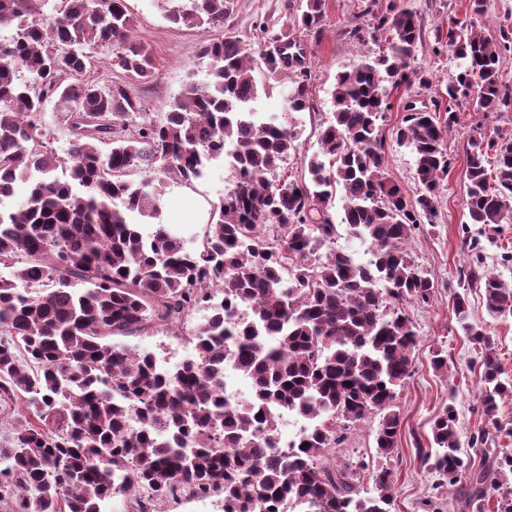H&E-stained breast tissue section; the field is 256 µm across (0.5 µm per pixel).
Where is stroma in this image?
Returning <instances> with one entry per match:
<instances>
[{"mask_svg":"<svg viewBox=\"0 0 512 512\" xmlns=\"http://www.w3.org/2000/svg\"><path fill=\"white\" fill-rule=\"evenodd\" d=\"M369 0H326L325 15L319 33L294 29L293 35L304 44L310 55V110L296 113L301 130V154L318 148L320 125L332 117L331 92L336 75L366 54V47L349 38L347 28L360 15ZM422 20V41L416 51L418 67L429 75L432 88H400L398 99L411 98L425 104L447 107L445 89L452 66L447 54H435L437 35L447 33L449 18L463 17L469 0H407ZM302 0H229L224 25L218 29L188 28L171 24L167 18V0H126L136 41L153 52L154 75L147 80L129 76L115 64L117 49L100 45L91 52V65L84 78L100 85H127L140 99L143 108L154 119H162L170 104L193 78H201L207 70L202 57L203 43L224 37L240 39L252 50H259L272 33L290 23L298 13ZM404 113L392 106L382 122L385 138V167L388 177L406 194H414L415 159L407 149L395 142L394 129L401 124ZM494 128L512 138V112L486 117L462 105L457 121L445 136V145L452 165L440 190L439 215L435 223L425 224L413 232L406 248L438 288L429 304H410L405 308L417 333L414 350V372L399 389L395 406L400 415L399 453L388 464L394 473L391 512H425L433 504L438 512H468L456 486H439L438 479L422 462L424 452L431 449L430 425L434 416L448 402H455L461 439L483 427L478 404L481 387L480 371L475 362L476 341L460 332L450 302V290L459 284V273L468 269L472 257L470 242H478L485 271L512 284V224L499 226L470 223L463 205L466 173L465 155L468 139L479 130ZM233 171L223 160L213 161L205 176L190 184H174L168 189L160 220L172 225L193 248L202 247L212 220V212L233 184ZM472 316L479 329L495 343L502 367L512 376V317L493 319L485 310L483 291H467ZM204 311H197L182 324L178 332L154 328L140 336L123 337V344L154 354L161 365L178 364L194 353L190 337L203 321ZM448 359L447 370L431 366L434 352ZM379 424L372 415L347 424L345 441L333 448L336 464L345 466L364 458L367 468L360 474V486L371 489L370 474L381 463L376 455L374 435Z\"/></svg>","mask_w":512,"mask_h":512,"instance_id":"obj_1","label":"stroma"}]
</instances>
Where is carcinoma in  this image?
<instances>
[{
  "label": "carcinoma",
  "instance_id": "cac0c4a2",
  "mask_svg": "<svg viewBox=\"0 0 512 512\" xmlns=\"http://www.w3.org/2000/svg\"><path fill=\"white\" fill-rule=\"evenodd\" d=\"M0 0V390L22 400L24 414L0 443V507L5 512H104L116 494L147 490L156 500L182 490L223 498L224 512H390L393 472L373 475L360 494L357 473L327 460L341 442L337 419L355 423L382 415L376 453H398L396 388L413 371L417 331L403 305L428 302L437 283L405 244L438 215V190L451 158L445 131L468 102L486 114L512 111V90L500 78L512 54V27L485 32L478 21L453 19L446 39L455 62L448 79V123L413 103L396 143L415 157L418 191L406 196L385 176L380 121L401 86L429 88L414 66L421 20L411 7L370 6L348 31L375 45L336 75L333 119L318 150L301 159V175L270 181L298 154L300 130L275 117L258 121L255 70L292 73L286 112L310 108L308 66L271 50L249 52L226 37L205 44L209 66L174 98L164 119L142 111L127 87L61 82L86 70L88 50L118 47L115 65L150 78V50L132 40L126 0ZM227 0H178L174 24L224 25ZM325 0H306L293 19L309 32ZM68 115L67 157L43 133L46 103ZM231 158L233 186L215 208L200 250L185 246L166 224L145 235L136 217L158 214L172 183L202 177ZM464 205L473 224H505L512 212V139L479 134L468 141ZM64 168V177L56 175ZM158 172V182L129 173ZM18 181L26 201L6 204ZM342 192L341 223L370 245L366 265L336 248L328 213ZM277 229L269 240L261 228ZM484 289L491 316L512 315V285L474 262L459 287ZM222 295L215 301L216 295ZM249 306L238 316L235 307ZM211 311L192 339L195 356L168 368L154 355L107 341L154 326H178L197 309ZM463 335L478 345L480 406L498 429L499 402L512 399L491 338L470 321L468 299L452 295ZM249 378L252 399L224 400V365ZM305 419V430L280 448L277 418ZM436 450L423 464L438 486L461 484L467 507L484 512L486 490L512 473V453L494 449L493 464L471 470L458 415L448 404L431 423Z\"/></svg>",
  "mask_w": 512,
  "mask_h": 512
}]
</instances>
